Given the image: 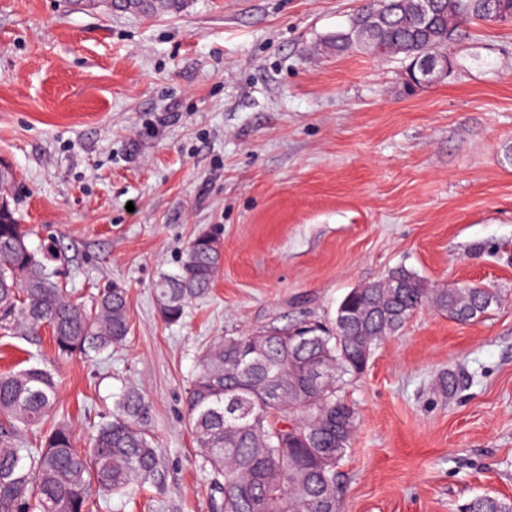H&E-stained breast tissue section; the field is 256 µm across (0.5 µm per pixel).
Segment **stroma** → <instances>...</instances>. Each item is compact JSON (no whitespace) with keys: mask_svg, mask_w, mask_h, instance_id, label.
<instances>
[{"mask_svg":"<svg viewBox=\"0 0 512 512\" xmlns=\"http://www.w3.org/2000/svg\"><path fill=\"white\" fill-rule=\"evenodd\" d=\"M365 0H0V159L31 247L59 243L86 303L128 292L127 342L37 352L79 446L123 389L150 406L160 465L100 512H211L188 426L202 347L333 322L352 288L403 266L498 305L416 313L346 389L359 414L344 512H463L512 500V26L469 24L444 81L406 90L397 58L325 50ZM219 237L210 295L182 322L154 288ZM460 388L442 392V372ZM467 512H512V501L490 496L476 497L468 504Z\"/></svg>","mask_w":512,"mask_h":512,"instance_id":"35a3bbf8","label":"stroma"}]
</instances>
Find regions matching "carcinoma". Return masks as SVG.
<instances>
[{"label":"carcinoma","instance_id":"1","mask_svg":"<svg viewBox=\"0 0 512 512\" xmlns=\"http://www.w3.org/2000/svg\"><path fill=\"white\" fill-rule=\"evenodd\" d=\"M420 0H368L350 27L326 41L343 54L395 57L412 67L423 54H444L468 23L512 24V0H434L429 21ZM386 13L374 22L375 11ZM30 229L12 205L0 208V331L31 343L49 330L61 357L101 353L130 332L125 289L105 290L91 306L58 275L57 244L30 247ZM219 240L200 236L178 271L155 285L157 309L170 324L210 294ZM471 285L434 288L398 267L342 299L330 328L295 324L219 336L207 344L191 380L188 422L210 477L211 512H341L337 468L351 446L358 413L345 387L363 373L380 341L432 307L459 322L478 318L485 298ZM54 374L33 360L0 373V512H94L100 496L123 499L150 482L159 465L148 430L149 405L123 391L102 416L88 448L58 414ZM467 512H512V501L474 498Z\"/></svg>","mask_w":512,"mask_h":512}]
</instances>
